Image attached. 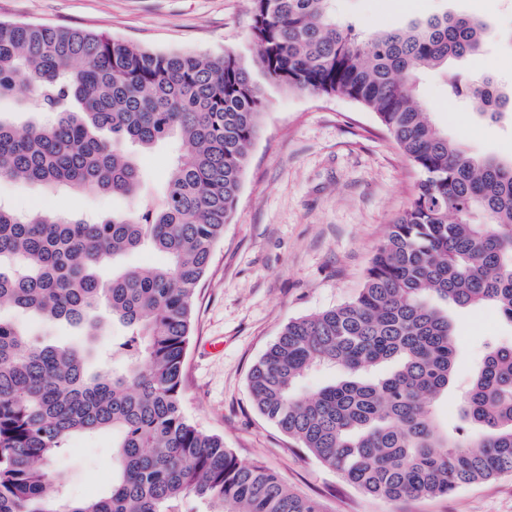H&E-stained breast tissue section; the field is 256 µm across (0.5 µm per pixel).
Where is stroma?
Here are the masks:
<instances>
[{"mask_svg": "<svg viewBox=\"0 0 512 512\" xmlns=\"http://www.w3.org/2000/svg\"><path fill=\"white\" fill-rule=\"evenodd\" d=\"M338 18L363 33L443 12L485 19L483 51L419 76L415 95L450 139L481 157L512 158V111L492 119L448 94L450 78L493 76L512 89V0H335ZM0 20L102 32L157 52L237 54L253 64L252 0H0ZM261 133L249 150L237 208L199 285L184 362L182 408L223 436L244 463L275 471L326 512H512V476L441 497L388 500L366 494L297 448L255 408L248 375L293 319L353 298L387 228L409 204L418 173L373 112L334 95L291 92L266 81ZM171 148L136 152L145 179L137 196L72 197L0 179V201L24 211L65 204L74 215L144 206L171 172ZM457 325L455 385L470 379L488 342H512V324L490 307H449ZM69 491L100 495L112 479V437L70 441L54 465Z\"/></svg>", "mask_w": 512, "mask_h": 512, "instance_id": "1", "label": "stroma"}]
</instances>
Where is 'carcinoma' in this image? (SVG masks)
Here are the masks:
<instances>
[{"label":"carcinoma","mask_w":512,"mask_h":512,"mask_svg":"<svg viewBox=\"0 0 512 512\" xmlns=\"http://www.w3.org/2000/svg\"><path fill=\"white\" fill-rule=\"evenodd\" d=\"M334 0H252L257 66L288 91L347 97L374 112L420 178L349 302L291 320L253 365L258 411L322 464L371 495L448 496L512 474V346L489 347L459 396V423L433 408L448 396L456 327L448 304H486L512 323V161L478 158L417 104L416 77L473 57L484 23L443 13L365 35ZM28 90L49 123L18 130L0 114V177L78 195L133 196L142 180L123 143L178 138L161 196L95 219L0 205V310L34 312L104 336L123 328L112 369L88 371L96 348L47 345L0 313V512H324L271 469L240 463L181 407L196 289L235 209L265 101L233 52L162 53L81 29L0 21V102ZM450 93L512 109L485 75ZM150 250L163 261L122 267ZM317 366L343 372L301 394ZM112 434V482L72 498L53 464L77 437Z\"/></svg>","instance_id":"cac0c4a2"}]
</instances>
